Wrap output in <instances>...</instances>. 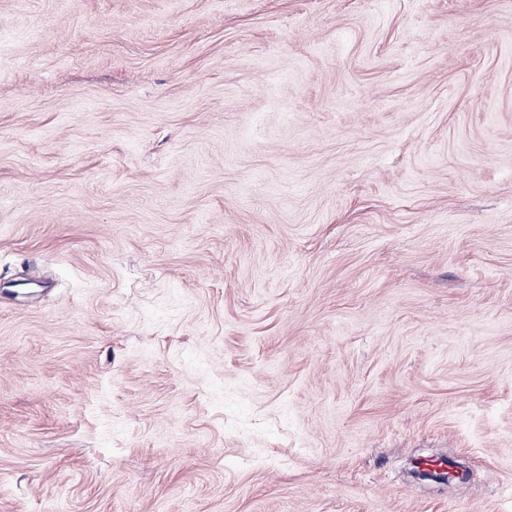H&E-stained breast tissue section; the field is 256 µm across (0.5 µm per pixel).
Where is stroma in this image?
<instances>
[{
	"label": "stroma",
	"mask_w": 512,
	"mask_h": 512,
	"mask_svg": "<svg viewBox=\"0 0 512 512\" xmlns=\"http://www.w3.org/2000/svg\"><path fill=\"white\" fill-rule=\"evenodd\" d=\"M0 512H512V0H0Z\"/></svg>",
	"instance_id": "1"
}]
</instances>
